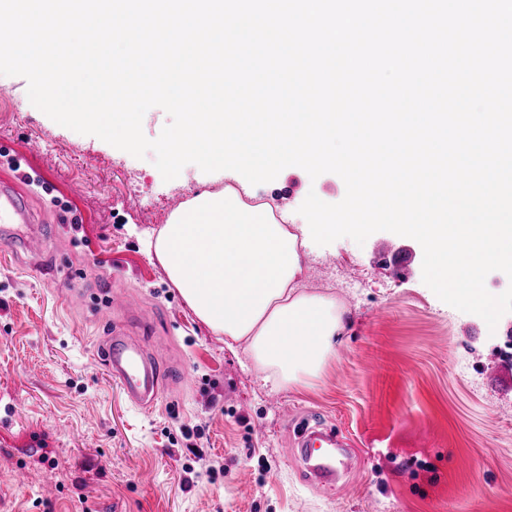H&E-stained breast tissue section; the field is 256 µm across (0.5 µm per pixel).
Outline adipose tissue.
Instances as JSON below:
<instances>
[{"instance_id": "ef3b65f1", "label": "adipose tissue", "mask_w": 512, "mask_h": 512, "mask_svg": "<svg viewBox=\"0 0 512 512\" xmlns=\"http://www.w3.org/2000/svg\"><path fill=\"white\" fill-rule=\"evenodd\" d=\"M304 234L243 187L202 191L151 246L175 288L215 333L246 342L278 387L311 385L346 330L334 297L302 289Z\"/></svg>"}]
</instances>
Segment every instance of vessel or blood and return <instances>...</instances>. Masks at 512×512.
<instances>
[{
	"label": "vessel or blood",
	"instance_id": "obj_1",
	"mask_svg": "<svg viewBox=\"0 0 512 512\" xmlns=\"http://www.w3.org/2000/svg\"><path fill=\"white\" fill-rule=\"evenodd\" d=\"M0 239L16 244L29 253H41L44 246V234L34 226L26 198L10 184L0 183ZM106 364L131 400L144 408L153 407L164 391L167 379L165 369L159 363L151 361L142 343L121 329H112L104 352ZM321 442L328 448L338 447L335 432L322 424L304 430L300 437L303 447H311ZM351 459L340 462H326L310 466V478L313 483L335 486L341 471L349 470Z\"/></svg>",
	"mask_w": 512,
	"mask_h": 512
}]
</instances>
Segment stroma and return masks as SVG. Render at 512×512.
I'll return each instance as SVG.
<instances>
[{
    "label": "stroma",
    "instance_id": "35a3bbf8",
    "mask_svg": "<svg viewBox=\"0 0 512 512\" xmlns=\"http://www.w3.org/2000/svg\"><path fill=\"white\" fill-rule=\"evenodd\" d=\"M27 87L0 75V179L42 176L22 190L53 233L41 264L0 240V409L11 410L0 416V512H512V391L488 380L512 312L491 330L442 302L412 238L312 242L303 289L336 298L346 334L313 386L266 383L245 343L199 320L146 247L225 178L189 164L164 181L152 158L52 121ZM252 192L300 224L308 193L334 204L346 188L290 166ZM382 241L411 255L408 275L380 257ZM103 291L152 321L101 314ZM115 327L179 373L151 411L102 360ZM309 415L354 452L344 489L309 481L293 431Z\"/></svg>",
    "mask_w": 512,
    "mask_h": 512
}]
</instances>
